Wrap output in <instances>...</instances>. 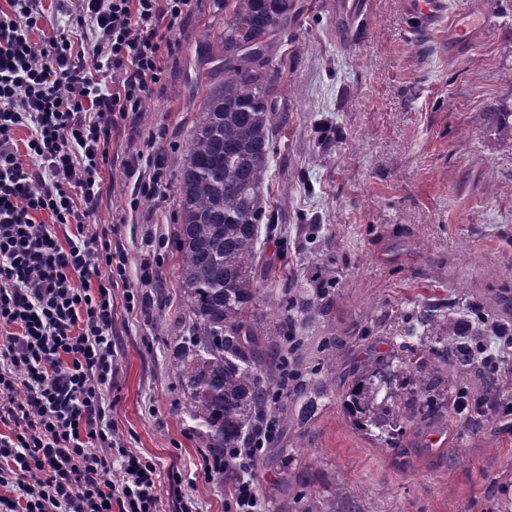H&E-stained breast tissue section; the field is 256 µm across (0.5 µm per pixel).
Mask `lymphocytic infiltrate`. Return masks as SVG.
<instances>
[{"instance_id":"lymphocytic-infiltrate-1","label":"lymphocytic infiltrate","mask_w":512,"mask_h":512,"mask_svg":"<svg viewBox=\"0 0 512 512\" xmlns=\"http://www.w3.org/2000/svg\"><path fill=\"white\" fill-rule=\"evenodd\" d=\"M78 2L38 40L44 0L0 9V512H159L180 476L120 447L103 398L115 289L135 305L95 218L112 138L160 84L191 0Z\"/></svg>"}]
</instances>
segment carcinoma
<instances>
[{
  "instance_id": "carcinoma-1",
  "label": "carcinoma",
  "mask_w": 512,
  "mask_h": 512,
  "mask_svg": "<svg viewBox=\"0 0 512 512\" xmlns=\"http://www.w3.org/2000/svg\"><path fill=\"white\" fill-rule=\"evenodd\" d=\"M224 27L212 44L224 80L205 88L176 178V282L188 313L172 366L203 429L210 476L224 482V465L240 458L270 425L298 405L305 422L336 392V379L292 360L305 330L325 316L336 278L309 270L305 282L276 297L279 315L265 333L254 318L271 298L262 236L273 232L267 184L275 151L274 112L281 82L273 47L295 18L294 0H220ZM488 130L512 149V102L487 113ZM396 354L371 359L344 399L354 424L393 444L395 433L424 416H455L465 431L493 421L512 383L499 377L505 355L484 350V336H512V321L460 297L428 299L385 313ZM276 351L281 379L264 371V345ZM479 381L471 399L465 388Z\"/></svg>"
}]
</instances>
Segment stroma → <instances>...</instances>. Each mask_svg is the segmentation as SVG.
I'll use <instances>...</instances> for the list:
<instances>
[{"label": "stroma", "instance_id": "1", "mask_svg": "<svg viewBox=\"0 0 512 512\" xmlns=\"http://www.w3.org/2000/svg\"><path fill=\"white\" fill-rule=\"evenodd\" d=\"M279 40L283 62L270 169L271 221L264 252L274 267L316 262L336 278L327 317L298 351L302 368L327 366L335 394L307 423L289 407L262 450L266 512H512V415L473 436L459 419L408 425L405 446L373 442L346 414L343 395L370 355L391 352L379 315L413 302L465 296L512 319V149L490 137L485 116L512 100V0H447L420 27L409 0H367L346 24L336 0H296ZM224 24L217 0H193L165 59L160 88L112 143V186L96 217L123 248L134 311L112 328L117 373L105 398L124 445L154 463L161 512H225L239 474L210 479L197 424L171 367L186 316L176 296V176L197 118L201 82L224 72L204 49ZM471 29L461 43L455 28ZM159 159L161 179L132 157ZM156 268L140 281L141 265ZM337 360L326 363L327 347Z\"/></svg>", "mask_w": 512, "mask_h": 512}]
</instances>
